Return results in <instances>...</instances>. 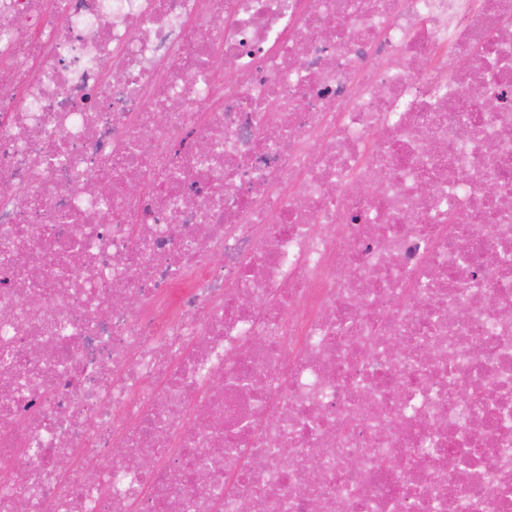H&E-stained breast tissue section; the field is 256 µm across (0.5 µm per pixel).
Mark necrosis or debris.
I'll return each instance as SVG.
<instances>
[{"label":"necrosis or debris","instance_id":"1","mask_svg":"<svg viewBox=\"0 0 512 512\" xmlns=\"http://www.w3.org/2000/svg\"><path fill=\"white\" fill-rule=\"evenodd\" d=\"M0 62V512H512V0H0Z\"/></svg>","mask_w":512,"mask_h":512}]
</instances>
